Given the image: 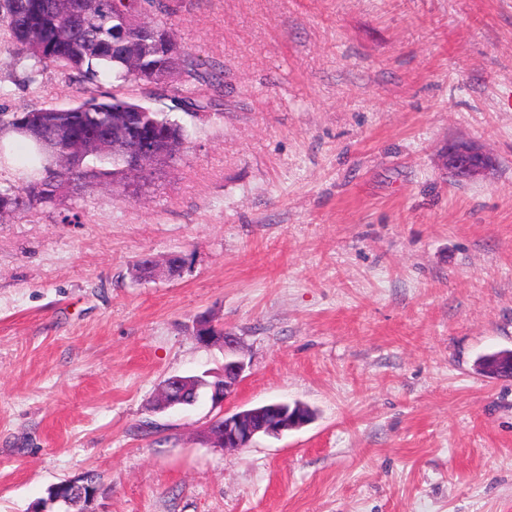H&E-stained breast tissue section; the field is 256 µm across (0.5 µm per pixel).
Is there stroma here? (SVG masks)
Listing matches in <instances>:
<instances>
[{"mask_svg": "<svg viewBox=\"0 0 512 512\" xmlns=\"http://www.w3.org/2000/svg\"><path fill=\"white\" fill-rule=\"evenodd\" d=\"M171 6L226 72L192 139L136 193L89 179L0 221V512L88 472L93 512H512V378L476 366L512 350V0ZM28 70L0 37V110L83 86ZM457 141L493 169L448 174ZM145 253L187 262L140 281ZM202 314L242 381L151 412L167 377L221 370ZM294 401L315 417L281 437L203 440ZM209 322L210 321H208V319L203 317L196 320L195 336H202L204 334L223 336L224 327H207ZM221 342H224L221 343L224 347V366L220 373L214 374L215 376L224 379V391H213L212 393L211 386H198V382L188 379L183 383L181 388L177 389V392H179L183 398L182 403L179 395L175 393V385L170 387L171 390L169 391V394L171 397L169 402L166 404V409L179 408L180 403L184 406H193L203 395H210L211 399L212 394H214L213 406L218 407L222 406L223 403L231 396L243 378L242 376L245 370V365L242 360L228 356L229 354L234 355L238 351V341L235 336H232L231 334H224V338Z\"/></svg>", "mask_w": 512, "mask_h": 512, "instance_id": "obj_1", "label": "stroma"}]
</instances>
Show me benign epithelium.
<instances>
[{
	"mask_svg": "<svg viewBox=\"0 0 512 512\" xmlns=\"http://www.w3.org/2000/svg\"><path fill=\"white\" fill-rule=\"evenodd\" d=\"M162 154L154 146L142 144L130 153L129 179L126 190L149 172ZM444 166L458 178H476L485 175L494 166V159L486 152L467 142L448 145L443 156ZM224 342V366L218 377L224 379V390L214 392V406L218 407L235 391L245 370L244 362L233 357L237 353L238 341L228 334ZM303 426L298 415L292 414L288 404L279 402L267 404L257 410L226 412L208 421L204 432H214L226 448H246L260 434L279 437L284 433Z\"/></svg>",
	"mask_w": 512,
	"mask_h": 512,
	"instance_id": "7a95c632",
	"label": "benign epithelium"
}]
</instances>
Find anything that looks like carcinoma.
Instances as JSON below:
<instances>
[{
  "mask_svg": "<svg viewBox=\"0 0 512 512\" xmlns=\"http://www.w3.org/2000/svg\"><path fill=\"white\" fill-rule=\"evenodd\" d=\"M157 11H162V0H92L82 13L72 11L62 0H0V34L13 44L18 60L76 71L93 86L102 80L112 84L106 92L84 87L64 108L0 111V136L12 132L28 141L26 154L17 162L12 147L0 139V168L13 166L16 172V184L0 190L1 216L50 202L59 189L86 179L125 181L129 174L124 151H104L91 142L112 132L118 112L126 118L128 129L144 130L159 144L188 140V124L121 92L132 82L159 85L181 72L192 81L200 78L204 63L175 40L168 20L153 18ZM123 27L144 40L134 59L116 45L112 35ZM74 137L86 144L81 155L71 160L68 147ZM177 392L184 406L212 394L211 388L191 379ZM79 480L78 485L64 480L48 486L38 508L57 505L64 512H86L98 494L99 477L87 473Z\"/></svg>",
  "mask_w": 512,
  "mask_h": 512,
  "instance_id": "obj_1",
  "label": "carcinoma"
}]
</instances>
